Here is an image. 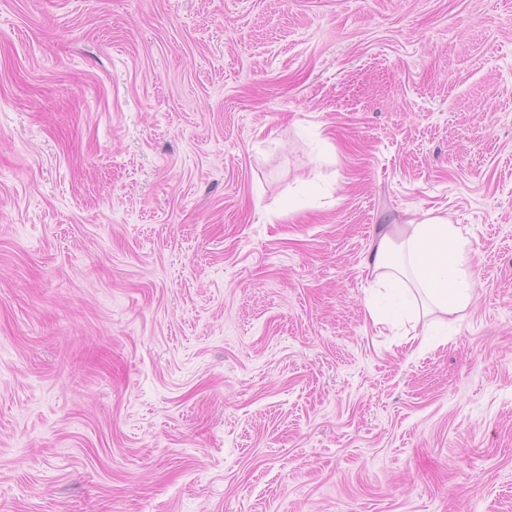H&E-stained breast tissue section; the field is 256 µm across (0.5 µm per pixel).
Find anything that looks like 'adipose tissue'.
Instances as JSON below:
<instances>
[{"label": "adipose tissue", "instance_id": "obj_1", "mask_svg": "<svg viewBox=\"0 0 512 512\" xmlns=\"http://www.w3.org/2000/svg\"><path fill=\"white\" fill-rule=\"evenodd\" d=\"M472 242L450 214L428 210L373 243L366 267L375 282L399 290L410 305L425 301L439 317L464 315L471 304Z\"/></svg>", "mask_w": 512, "mask_h": 512}]
</instances>
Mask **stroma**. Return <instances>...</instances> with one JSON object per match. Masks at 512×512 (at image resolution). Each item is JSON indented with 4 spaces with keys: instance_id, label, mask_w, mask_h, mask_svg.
<instances>
[{
    "instance_id": "1",
    "label": "stroma",
    "mask_w": 512,
    "mask_h": 512,
    "mask_svg": "<svg viewBox=\"0 0 512 512\" xmlns=\"http://www.w3.org/2000/svg\"><path fill=\"white\" fill-rule=\"evenodd\" d=\"M0 512H512V0H0ZM421 217L382 234L370 249L366 268L376 283L400 290L416 311L413 290L440 318H461L472 300L468 277L472 242L448 211L430 209Z\"/></svg>"
}]
</instances>
